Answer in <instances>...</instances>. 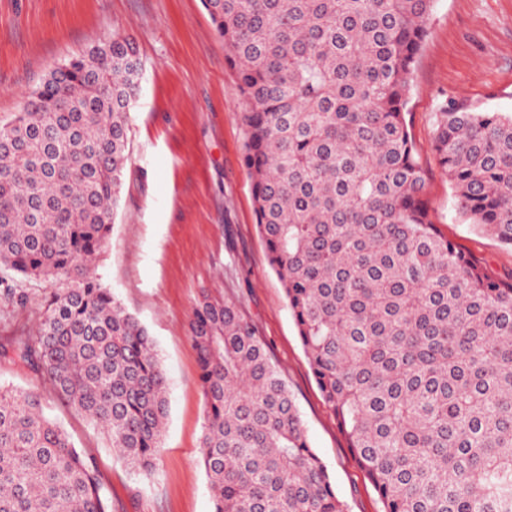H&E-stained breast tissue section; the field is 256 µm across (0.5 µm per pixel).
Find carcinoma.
Listing matches in <instances>:
<instances>
[{
	"mask_svg": "<svg viewBox=\"0 0 512 512\" xmlns=\"http://www.w3.org/2000/svg\"><path fill=\"white\" fill-rule=\"evenodd\" d=\"M435 0H202L245 111L257 230L324 401L383 512H512V276L442 234L409 131ZM0 125V297L63 283L12 359L153 473L169 383L94 262L130 159L139 59L119 32ZM434 151L460 218L512 248V112L443 106ZM214 512H346L294 395L232 302L190 321ZM0 512H112L97 459L38 394L0 386Z\"/></svg>",
	"mask_w": 512,
	"mask_h": 512,
	"instance_id": "cac0c4a2",
	"label": "carcinoma"
}]
</instances>
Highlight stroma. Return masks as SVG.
Here are the masks:
<instances>
[{
	"label": "stroma",
	"mask_w": 512,
	"mask_h": 512,
	"mask_svg": "<svg viewBox=\"0 0 512 512\" xmlns=\"http://www.w3.org/2000/svg\"><path fill=\"white\" fill-rule=\"evenodd\" d=\"M115 30L134 40L143 77L115 226L95 274L147 327L167 372L170 412L153 474L128 469L106 433L51 393L43 374L1 356L0 384L40 394L47 413L96 456L113 512H213L198 462L205 408L189 322L204 298L235 302L282 370L347 512H381L317 387L257 231L242 163L245 103L201 0H0V123L52 69ZM445 103L512 112V0H436L407 117L438 229L510 276L512 249L462 223L438 163L434 116ZM49 291L31 285L22 309L0 301V339L34 330Z\"/></svg>",
	"instance_id": "35a3bbf8"
}]
</instances>
